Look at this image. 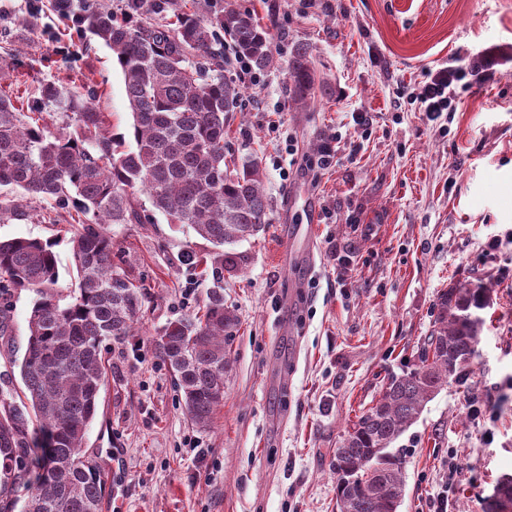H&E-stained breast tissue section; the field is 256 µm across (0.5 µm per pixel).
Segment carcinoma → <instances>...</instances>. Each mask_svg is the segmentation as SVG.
Listing matches in <instances>:
<instances>
[{
	"label": "carcinoma",
	"instance_id": "cac0c4a2",
	"mask_svg": "<svg viewBox=\"0 0 512 512\" xmlns=\"http://www.w3.org/2000/svg\"><path fill=\"white\" fill-rule=\"evenodd\" d=\"M124 0L121 12L86 2L75 27L113 54L132 117L128 134L108 131L109 114L94 105L97 90L46 83L24 111L0 94V188L23 190L29 201L75 211L81 230L70 239L77 271L71 301L56 290L55 243L0 241L5 289L36 291L20 363L23 394L0 389V512H98L103 479L82 450L106 380L102 345L138 335L142 286L123 267L107 224H143L140 196L169 224L190 227L213 246V286L197 311L171 320L153 339L168 364L186 415L211 427L224 401L229 342L238 318L224 306V273L244 269L247 255L231 247L265 230L270 211L258 157L228 161L224 128L244 94L224 76L227 35L238 55L263 70L273 62L270 27L224 0ZM294 99L311 94L308 48L289 63ZM62 115L50 127L44 113ZM25 215L0 197V221ZM486 290L455 284L439 292L432 329L418 361L390 374L379 399L364 410L336 448V512H398L406 491L399 439L426 404L468 372L476 352ZM379 475L347 482L369 463Z\"/></svg>",
	"mask_w": 512,
	"mask_h": 512
}]
</instances>
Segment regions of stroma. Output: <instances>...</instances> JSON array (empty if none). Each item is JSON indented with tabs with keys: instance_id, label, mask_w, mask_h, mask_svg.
Here are the masks:
<instances>
[{
	"instance_id": "1",
	"label": "stroma",
	"mask_w": 512,
	"mask_h": 512,
	"mask_svg": "<svg viewBox=\"0 0 512 512\" xmlns=\"http://www.w3.org/2000/svg\"><path fill=\"white\" fill-rule=\"evenodd\" d=\"M271 31L274 64L243 76L226 155H256L269 223L241 242L244 270L224 278L239 330L224 403L207 429L186 417L152 339L195 309L212 281V245L156 218L113 224L127 269L147 288L139 334L104 342L108 378L83 451L106 475L115 512H336L338 442L378 399L389 372L410 367L438 293L462 282L487 290L465 383L444 387L399 440L407 488L399 512H429L462 467L453 512H486L512 474V0H234ZM306 45L310 100L290 93L288 64ZM16 64L0 93L26 102L41 84L89 85L112 130L131 115L124 79L103 44L79 41L57 0H0V57ZM458 60L488 77L454 112L429 122L414 98L429 72ZM366 113L369 124L352 115ZM333 141L330 167L318 149ZM0 221V238L54 240L57 289L67 293L70 217L46 203ZM315 225L312 253L297 231ZM193 250L199 263L184 264ZM35 294L0 296V385L17 366ZM460 473V465L454 456L448 457V479L441 486V490L432 497L430 502L431 512H450L448 507L453 508V492L456 485V479Z\"/></svg>"
}]
</instances>
